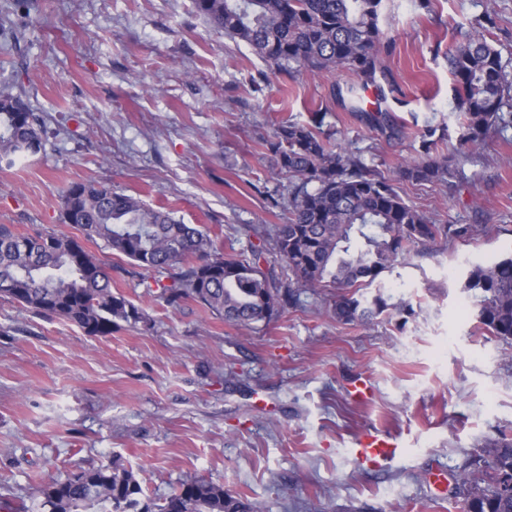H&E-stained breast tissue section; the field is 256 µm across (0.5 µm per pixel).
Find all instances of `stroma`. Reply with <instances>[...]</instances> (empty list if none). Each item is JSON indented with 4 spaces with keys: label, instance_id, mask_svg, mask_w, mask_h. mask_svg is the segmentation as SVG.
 <instances>
[{
    "label": "stroma",
    "instance_id": "1",
    "mask_svg": "<svg viewBox=\"0 0 512 512\" xmlns=\"http://www.w3.org/2000/svg\"><path fill=\"white\" fill-rule=\"evenodd\" d=\"M491 14L512 72V0H384L380 56L393 87L362 107L405 123L387 139L352 112L347 69L286 76L224 36L192 0H0V86L44 122L43 152L0 163V224L63 231L62 192L107 183L187 224L226 254L250 255L252 228L288 219V177L265 148L284 121L323 108L333 145L360 152L409 205L439 224H481L438 238L380 277L390 309L337 321V291L245 328L191 298L172 308L126 257L112 288L149 316L90 336L0 300V501L39 500L51 480L119 461L163 501L185 476L220 485L260 512H463L457 479L500 433L512 435V341L483 329L468 272L512 254V129L492 135L445 184L398 171L417 158L426 120L455 126L448 49ZM367 379L368 403L347 384ZM403 454L371 470L347 453L367 431ZM447 476L443 494L427 482Z\"/></svg>",
    "mask_w": 512,
    "mask_h": 512
}]
</instances>
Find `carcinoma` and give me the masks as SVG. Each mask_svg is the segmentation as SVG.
<instances>
[{
  "label": "carcinoma",
  "mask_w": 512,
  "mask_h": 512,
  "mask_svg": "<svg viewBox=\"0 0 512 512\" xmlns=\"http://www.w3.org/2000/svg\"><path fill=\"white\" fill-rule=\"evenodd\" d=\"M383 0H193L196 11L231 39L247 43L281 73L305 71L313 77L342 67L362 85L376 83L379 56L389 41L380 26ZM494 19H475L471 31L448 49V70L455 81L458 152L433 156L437 131L446 124L425 125L422 155L401 169L416 183L447 181L452 161L465 156L490 135L512 128V74L485 36ZM21 94L0 89V160L39 153L42 125L33 113L16 112ZM326 112L319 108L309 124L284 122L266 142L276 166L294 178L288 187V223L260 240L251 257L219 252L209 234L184 224L171 211L153 208L110 185L94 181L69 185L62 195L63 222L81 233L19 234L0 225V297L49 318L65 319L86 334L107 336L122 321L135 326L146 311L112 291L109 264L83 241L104 246L154 274L159 298L170 305L191 297L224 320L242 327L267 322L298 299L299 291L339 288L333 311L345 323L367 324L384 313L382 294L359 292L384 272L403 264L411 250L436 238L469 239L486 231L480 224H436L408 205L392 181L360 156L330 145L323 130ZM367 121L390 139L402 125L387 112H368ZM273 250L287 264L288 289L275 287V275L263 270ZM479 323L492 335L512 340V256L477 265L468 273ZM476 472L462 476L466 512H512V493L501 490L512 479V437L490 444L475 461ZM143 488L133 470L114 461L84 470L43 490L42 512H257L248 499L224 487L189 476L161 503L142 500Z\"/></svg>",
  "instance_id": "1"
}]
</instances>
